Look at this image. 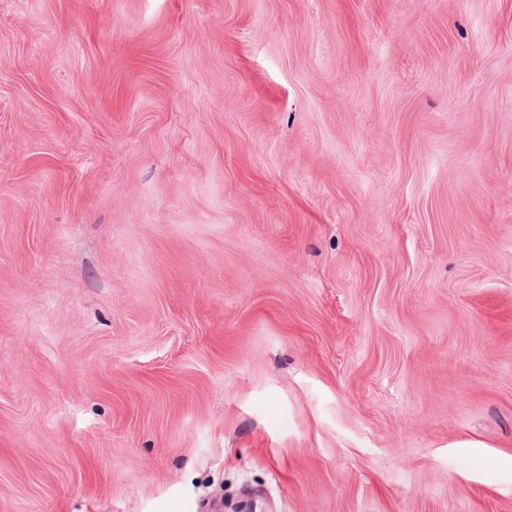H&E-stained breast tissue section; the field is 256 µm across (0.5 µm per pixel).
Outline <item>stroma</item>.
Returning <instances> with one entry per match:
<instances>
[{
  "mask_svg": "<svg viewBox=\"0 0 512 512\" xmlns=\"http://www.w3.org/2000/svg\"><path fill=\"white\" fill-rule=\"evenodd\" d=\"M248 499L512 512V0H0V512Z\"/></svg>",
  "mask_w": 512,
  "mask_h": 512,
  "instance_id": "obj_1",
  "label": "stroma"
}]
</instances>
